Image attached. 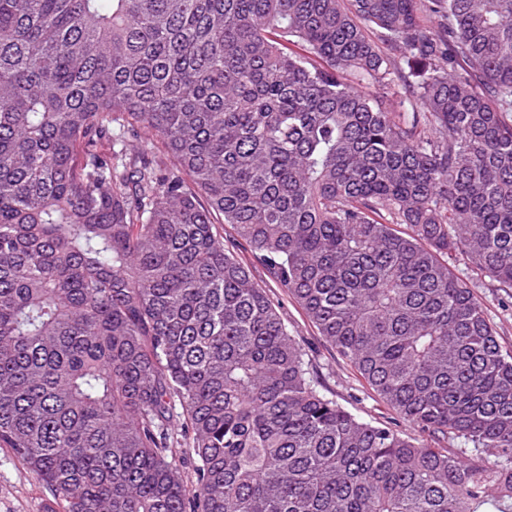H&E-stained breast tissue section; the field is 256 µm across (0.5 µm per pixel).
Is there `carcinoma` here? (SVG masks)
<instances>
[{
  "mask_svg": "<svg viewBox=\"0 0 512 512\" xmlns=\"http://www.w3.org/2000/svg\"><path fill=\"white\" fill-rule=\"evenodd\" d=\"M218 220L427 443L322 392ZM459 255L512 288V0H0V447L61 512H512Z\"/></svg>",
  "mask_w": 512,
  "mask_h": 512,
  "instance_id": "1",
  "label": "carcinoma"
}]
</instances>
